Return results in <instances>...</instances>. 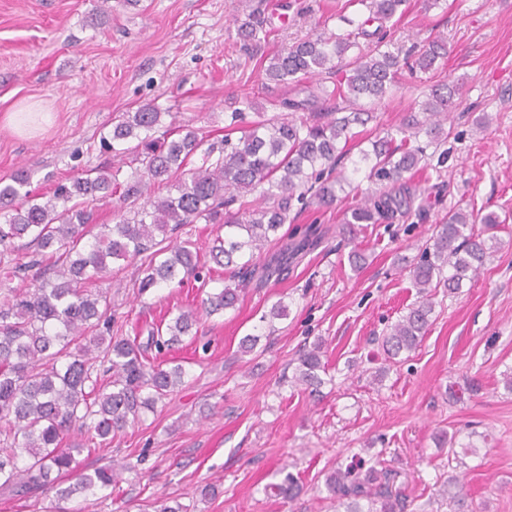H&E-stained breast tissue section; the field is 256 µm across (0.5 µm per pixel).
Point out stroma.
Here are the masks:
<instances>
[{
	"mask_svg": "<svg viewBox=\"0 0 512 512\" xmlns=\"http://www.w3.org/2000/svg\"><path fill=\"white\" fill-rule=\"evenodd\" d=\"M266 21L269 36L245 51L237 26L243 5ZM347 18L368 17L345 0H0V181L18 171L32 189L108 167L103 130L152 104L162 126H189L205 143L224 136V115L251 101L281 114L285 99L310 111L326 77L282 85L264 68L283 47L323 31L341 33ZM391 30L398 44L440 36L448 56L439 70L403 72L399 90L373 108L365 140L417 111L430 83L456 85L443 178L421 188L422 218L391 224L347 223L355 196L331 208L308 207L297 223L321 224V243L280 273H254L235 308L204 315L209 290L199 283L138 294L139 264L113 261L100 289L112 299L122 336L158 325L180 310L197 312V333L169 353L185 376L140 421L103 449L82 451L81 466L116 464L117 484L69 500L76 512H158L178 501L190 512H336L325 478L362 460L392 474L404 512H512V0H409ZM50 120L28 134L8 120L26 103ZM489 116L490 125L474 124ZM505 217L494 262L451 297L437 296L420 346L390 359L387 328L415 302L407 260L425 247L458 202ZM366 257L360 270L351 250ZM286 318L261 317L276 302ZM259 335L252 353L243 336ZM324 343L327 382L313 393L294 386L298 357ZM455 438L439 445L441 434ZM298 477L294 499L275 495L286 474ZM464 478L465 509L439 493L449 476ZM215 487L202 498L205 487Z\"/></svg>",
	"mask_w": 512,
	"mask_h": 512,
	"instance_id": "obj_1",
	"label": "stroma"
}]
</instances>
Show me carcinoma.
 Listing matches in <instances>:
<instances>
[{"label":"carcinoma","mask_w":512,"mask_h":512,"mask_svg":"<svg viewBox=\"0 0 512 512\" xmlns=\"http://www.w3.org/2000/svg\"><path fill=\"white\" fill-rule=\"evenodd\" d=\"M369 10L370 17L347 33H319L275 54L264 69L268 80L298 83L305 76L338 74L333 87L320 92L342 107L327 112H305L293 100L282 102L288 113L259 119L237 140L224 135V147L209 146L200 166L184 168L203 145L194 130L173 138L170 130L152 137L160 127L162 112L152 104L127 113L101 136L118 165L98 169L57 185L51 195L27 190L29 175L18 172L11 182H0V280L11 281L37 270L34 288L0 291V489L31 497L55 492L59 502L77 493L95 494L116 482V466L79 469L80 445L70 433L79 430L85 443L102 445L121 432L145 410L181 385L184 371L157 362L166 349L182 342L197 322L192 311H180L166 327L147 329L129 338L112 335V301L95 282L112 274L115 260H139L143 277L138 292L192 278L207 282L204 265L191 243H174L172 235L184 224H218L211 255L216 263L234 267L232 283L214 288L204 305L209 315L236 306L246 286L245 276L267 246L281 239L295 205L316 203L331 207L336 191L351 184L339 168L346 146L358 148L351 159V174H364L379 190L364 196L350 210V224L391 223L412 215L416 190L414 176L429 168L442 177L448 161V141L443 127L453 105L456 86H430L421 111L410 112L401 126L383 132L362 148L357 127L372 119L361 105L380 102L397 83L401 70H436L448 55L447 43L435 38L417 49L391 48L385 23L405 11L407 0H350ZM377 23L373 30L366 28ZM243 45L257 44L267 36L263 20L250 14L238 25ZM373 48L359 47V39ZM138 143L131 147L129 143ZM135 154L139 167L126 177L123 160ZM436 159L431 164L430 159ZM172 185L176 195L148 199L129 217L117 213L114 224H94L91 204L118 195L124 203L143 195L155 184ZM258 195L253 208L233 211L241 198ZM486 226L476 232L475 221ZM500 216L475 215L457 206L448 211L418 261L409 265L418 300L395 322L383 345L390 358L415 350L432 324L434 298L442 288L456 294L493 262L499 238L493 233ZM323 237L317 224L295 226L291 243L271 257L266 273L288 264L296 255L316 246ZM16 240L34 247L25 261L8 256ZM322 342L301 352L293 382L312 388L324 384L320 373ZM108 363L102 377L97 364ZM75 477L63 487L62 478ZM330 499L343 512H403L401 496L393 490L391 474L374 466L338 468L325 482Z\"/></svg>","instance_id":"1"}]
</instances>
